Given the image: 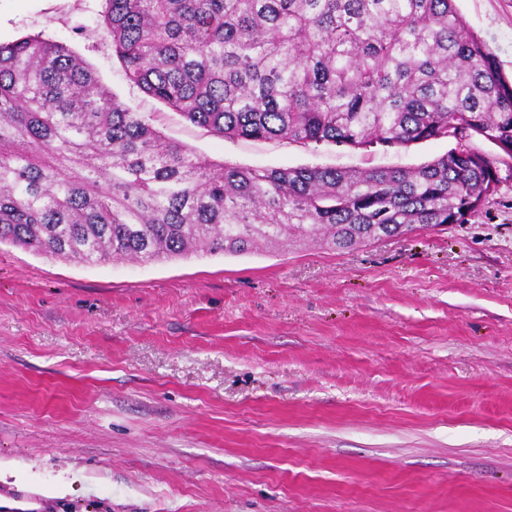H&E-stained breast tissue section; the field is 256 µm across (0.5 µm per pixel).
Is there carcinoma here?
Returning <instances> with one entry per match:
<instances>
[{"mask_svg":"<svg viewBox=\"0 0 512 512\" xmlns=\"http://www.w3.org/2000/svg\"><path fill=\"white\" fill-rule=\"evenodd\" d=\"M127 81L221 138L448 139L400 169L245 167L165 137L60 42L0 43V244L87 265L350 249L464 224L512 158V78L454 0H106Z\"/></svg>","mask_w":512,"mask_h":512,"instance_id":"cac0c4a2","label":"carcinoma"}]
</instances>
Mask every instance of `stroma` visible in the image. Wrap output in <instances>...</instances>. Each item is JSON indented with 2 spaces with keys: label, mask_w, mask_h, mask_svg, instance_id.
<instances>
[{
  "label": "stroma",
  "mask_w": 512,
  "mask_h": 512,
  "mask_svg": "<svg viewBox=\"0 0 512 512\" xmlns=\"http://www.w3.org/2000/svg\"><path fill=\"white\" fill-rule=\"evenodd\" d=\"M512 75V0H456ZM104 0H0L167 137L251 167L452 148L220 138L129 84ZM464 224L101 265L0 245V512H512V158Z\"/></svg>",
  "instance_id": "obj_1"
}]
</instances>
